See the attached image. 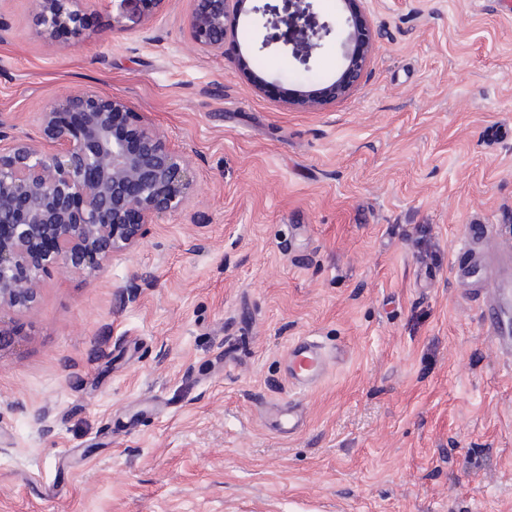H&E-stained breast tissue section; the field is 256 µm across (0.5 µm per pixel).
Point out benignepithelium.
<instances>
[{
  "mask_svg": "<svg viewBox=\"0 0 512 512\" xmlns=\"http://www.w3.org/2000/svg\"><path fill=\"white\" fill-rule=\"evenodd\" d=\"M80 0H37L35 25L48 42L59 31L81 42ZM192 41L224 52V38L247 0H192ZM261 0L250 12L271 16L265 48L282 43L306 65L333 26L319 21L309 0ZM343 69L318 94L293 103L316 109L347 95L362 79L374 49L363 11L345 19ZM41 139L11 137L0 122V315L30 313L53 269L87 276L102 272L133 248L143 227L186 209L197 185L192 165L166 135L118 97L78 88L43 108Z\"/></svg>",
  "mask_w": 512,
  "mask_h": 512,
  "instance_id": "1",
  "label": "benign epithelium"
}]
</instances>
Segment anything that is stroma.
I'll use <instances>...</instances> for the list:
<instances>
[{
    "mask_svg": "<svg viewBox=\"0 0 512 512\" xmlns=\"http://www.w3.org/2000/svg\"><path fill=\"white\" fill-rule=\"evenodd\" d=\"M311 78L242 15L200 50L192 0L143 18L82 0L79 46L0 0V120L91 85L193 162L199 197L94 276L53 270L0 346V512H512V360L450 258L469 225L512 248V0H362L361 83L342 0ZM284 87L264 93L260 83ZM303 337L331 355L306 389ZM298 405L290 437L265 420ZM345 23L347 33L342 45L343 69L340 76L318 94L296 96L292 100L293 104L317 109L327 100L347 95L362 79L374 49L370 24L360 7L358 12H350ZM326 363L321 347L310 338L299 340L288 349V375L298 387L315 383L324 373Z\"/></svg>",
    "mask_w": 512,
    "mask_h": 512,
    "instance_id": "1",
    "label": "stroma"
}]
</instances>
